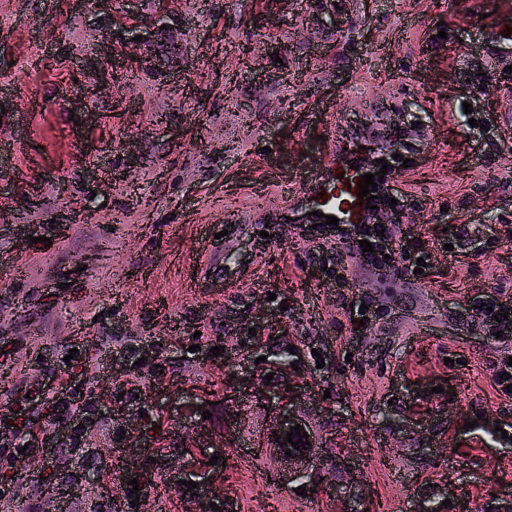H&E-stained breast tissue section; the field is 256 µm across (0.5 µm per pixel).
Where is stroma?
I'll list each match as a JSON object with an SVG mask.
<instances>
[{
	"label": "stroma",
	"mask_w": 512,
	"mask_h": 512,
	"mask_svg": "<svg viewBox=\"0 0 512 512\" xmlns=\"http://www.w3.org/2000/svg\"><path fill=\"white\" fill-rule=\"evenodd\" d=\"M508 17L512 0H0V407L36 431L0 437V512H41L68 478L65 512H93L134 472L156 512H198L214 449L235 512L512 497V394L493 382L512 335L470 310L512 297V59L487 54ZM404 113L416 163L390 174L435 273L355 267L337 293L294 199ZM214 249L224 277L198 282ZM288 346L319 459L305 496L258 449L254 382ZM61 377L93 406L88 444L39 398Z\"/></svg>",
	"instance_id": "obj_1"
}]
</instances>
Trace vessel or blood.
Returning a JSON list of instances; mask_svg holds the SVG:
<instances>
[{"mask_svg":"<svg viewBox=\"0 0 512 512\" xmlns=\"http://www.w3.org/2000/svg\"><path fill=\"white\" fill-rule=\"evenodd\" d=\"M362 176V171L350 168L340 158H333L326 162L323 173L307 181L303 197L314 201L316 211L336 217L339 223H360L367 212L358 196Z\"/></svg>","mask_w":512,"mask_h":512,"instance_id":"b4317fda","label":"vessel or blood"}]
</instances>
